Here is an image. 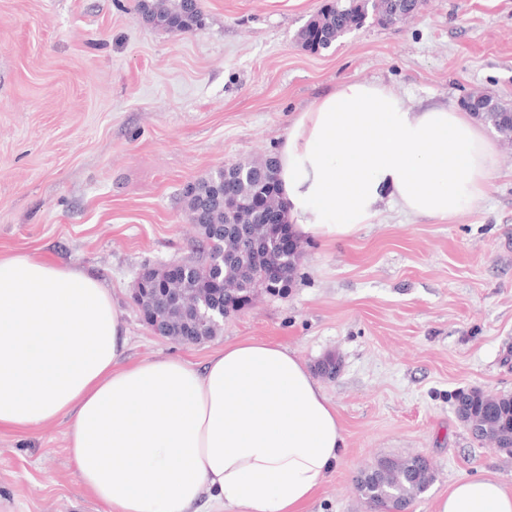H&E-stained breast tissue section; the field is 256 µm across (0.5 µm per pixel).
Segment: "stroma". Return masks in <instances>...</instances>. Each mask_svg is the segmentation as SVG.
Instances as JSON below:
<instances>
[{"label":"stroma","mask_w":512,"mask_h":512,"mask_svg":"<svg viewBox=\"0 0 512 512\" xmlns=\"http://www.w3.org/2000/svg\"><path fill=\"white\" fill-rule=\"evenodd\" d=\"M325 0H201L173 33L139 0H0V251L98 278L127 328L128 362L204 364L224 343L272 339L322 378L344 446L306 512H369L355 489L381 457H427L435 512L459 479L512 488V449L476 441L455 395H512V143L495 136L488 199L452 221L384 209L354 238L303 242L280 297L256 296L218 336L184 345L145 325L130 295L142 267L196 254L182 192L210 172L275 155L296 112L351 81L414 106L485 93L512 104V0H425L312 53L297 32ZM69 421L0 427V512H105L67 451Z\"/></svg>","instance_id":"obj_1"}]
</instances>
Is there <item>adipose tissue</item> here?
Here are the masks:
<instances>
[{
    "label": "adipose tissue",
    "mask_w": 512,
    "mask_h": 512,
    "mask_svg": "<svg viewBox=\"0 0 512 512\" xmlns=\"http://www.w3.org/2000/svg\"><path fill=\"white\" fill-rule=\"evenodd\" d=\"M297 238L326 244L382 205L440 221L490 191L497 151L467 112L349 81L297 114L276 152ZM126 327L97 278L0 255V425L66 417L82 486L107 512H302L344 446L335 404L287 347L249 338L204 365L126 363ZM437 512H512L492 477L456 481Z\"/></svg>",
    "instance_id": "adipose-tissue-1"
}]
</instances>
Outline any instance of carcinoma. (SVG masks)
I'll use <instances>...</instances> for the list:
<instances>
[{
	"label": "carcinoma",
	"instance_id": "1",
	"mask_svg": "<svg viewBox=\"0 0 512 512\" xmlns=\"http://www.w3.org/2000/svg\"><path fill=\"white\" fill-rule=\"evenodd\" d=\"M393 4L390 0H334L298 32L301 46L312 53L330 49L336 41L362 26L368 15L382 25L388 24ZM141 18L156 27L187 33L200 25L199 0H140ZM480 118L491 124L504 138H512V119L505 109L486 101L482 107L470 106ZM240 204L269 199L281 205L277 183V164L273 157L261 162L240 161L222 167L187 186L185 205L192 224L207 243L183 276L189 298L206 294L219 279L214 262L223 261L224 281L230 292L241 296L253 294L263 285L256 278L258 263L246 264L235 256L240 249L235 225L251 220L244 208H224V196ZM457 415L477 439L495 448L512 446V395H491L480 389L461 392L456 399ZM434 480L427 459L414 455L406 458H381L368 465L356 479V489L370 512H405L416 497L428 490Z\"/></svg>",
	"mask_w": 512,
	"mask_h": 512
}]
</instances>
